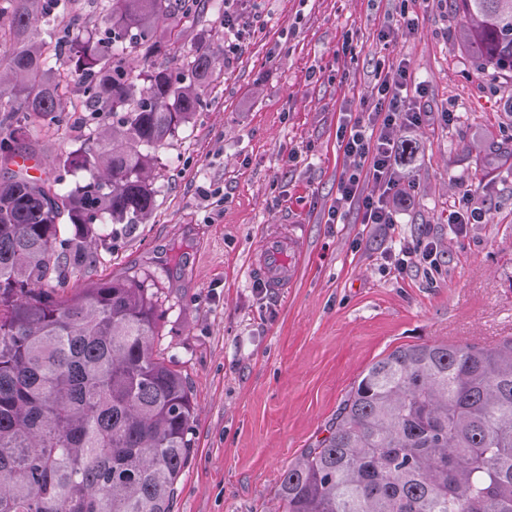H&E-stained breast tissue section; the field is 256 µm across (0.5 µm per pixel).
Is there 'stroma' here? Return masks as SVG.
Segmentation results:
<instances>
[{
    "mask_svg": "<svg viewBox=\"0 0 512 512\" xmlns=\"http://www.w3.org/2000/svg\"><path fill=\"white\" fill-rule=\"evenodd\" d=\"M414 31L396 26L401 9ZM256 24L204 27L236 49L209 106L159 152L150 223L109 241L74 278L154 276L167 310L155 348L189 379L194 448L173 512H271L279 478L324 439L353 383L404 344L512 336V76L459 45L454 0H248ZM407 60L422 122L398 169L396 224L329 208L350 165L342 124L373 111L378 64ZM486 219L448 227L463 186ZM298 225L291 286L251 267L265 236ZM436 265L389 269L396 240Z\"/></svg>",
    "mask_w": 512,
    "mask_h": 512,
    "instance_id": "stroma-1",
    "label": "stroma"
}]
</instances>
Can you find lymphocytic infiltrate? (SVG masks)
Instances as JSON below:
<instances>
[{
    "label": "lymphocytic infiltrate",
    "instance_id": "f902f5d3",
    "mask_svg": "<svg viewBox=\"0 0 512 512\" xmlns=\"http://www.w3.org/2000/svg\"><path fill=\"white\" fill-rule=\"evenodd\" d=\"M373 91L378 100L377 109L359 113L349 131L340 136L351 165L338 183L331 211L339 219L353 211L361 223L389 228L395 223V214L386 197L387 190L395 185L394 134L397 129L418 125L421 112L414 101L424 90L411 86L408 66L402 61L388 68ZM369 181L385 186V194L364 193L363 186Z\"/></svg>",
    "mask_w": 512,
    "mask_h": 512
}]
</instances>
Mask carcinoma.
<instances>
[{"mask_svg":"<svg viewBox=\"0 0 512 512\" xmlns=\"http://www.w3.org/2000/svg\"><path fill=\"white\" fill-rule=\"evenodd\" d=\"M5 0L0 67V512H172L193 448V392L155 354L150 275L60 294L109 224L148 223L157 153L208 107L224 46L185 33L224 0ZM460 41L512 73V0H455ZM83 117L79 146L34 177L31 128ZM419 147L399 142L395 165ZM277 512H512V337L417 343L372 363Z\"/></svg>","mask_w":512,"mask_h":512,"instance_id":"carcinoma-1","label":"carcinoma"}]
</instances>
